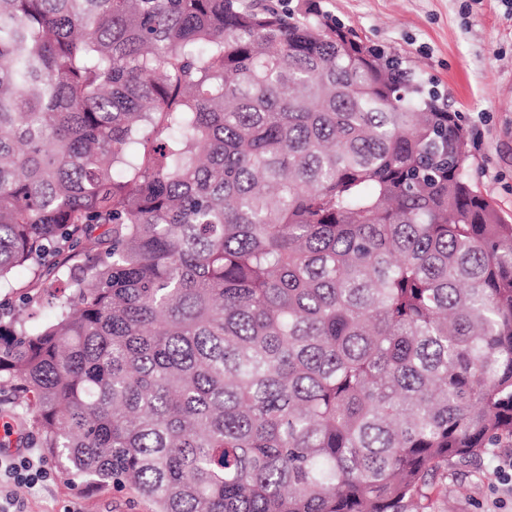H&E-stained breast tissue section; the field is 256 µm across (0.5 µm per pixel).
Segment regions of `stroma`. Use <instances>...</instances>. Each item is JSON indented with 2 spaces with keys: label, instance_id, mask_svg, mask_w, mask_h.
<instances>
[{
  "label": "stroma",
  "instance_id": "stroma-1",
  "mask_svg": "<svg viewBox=\"0 0 512 512\" xmlns=\"http://www.w3.org/2000/svg\"><path fill=\"white\" fill-rule=\"evenodd\" d=\"M329 19L430 81L470 134L471 180L512 221V0H317ZM496 455L448 466L447 512H512ZM26 512H152L129 485L99 486L54 465L35 488L0 479Z\"/></svg>",
  "mask_w": 512,
  "mask_h": 512
}]
</instances>
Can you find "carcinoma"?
<instances>
[{"instance_id": "carcinoma-1", "label": "carcinoma", "mask_w": 512, "mask_h": 512, "mask_svg": "<svg viewBox=\"0 0 512 512\" xmlns=\"http://www.w3.org/2000/svg\"><path fill=\"white\" fill-rule=\"evenodd\" d=\"M398 58L263 0H0V410L154 512H439L512 444V224ZM29 278V273L23 268L16 269L9 280L0 287V302H9L16 306L21 304L20 294L22 288H15ZM14 287V288H12Z\"/></svg>"}]
</instances>
